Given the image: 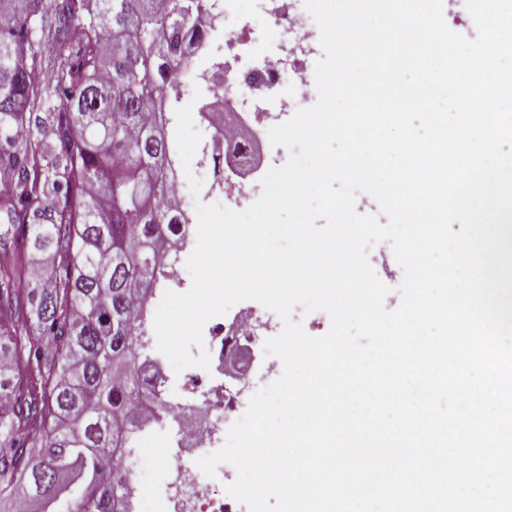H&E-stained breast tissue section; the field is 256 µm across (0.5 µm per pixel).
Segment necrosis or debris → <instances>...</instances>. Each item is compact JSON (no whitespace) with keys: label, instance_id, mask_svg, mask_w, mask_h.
Returning a JSON list of instances; mask_svg holds the SVG:
<instances>
[{"label":"necrosis or debris","instance_id":"necrosis-or-debris-1","mask_svg":"<svg viewBox=\"0 0 512 512\" xmlns=\"http://www.w3.org/2000/svg\"><path fill=\"white\" fill-rule=\"evenodd\" d=\"M209 5L213 21L224 25L213 56L224 63L227 96L219 118L195 123L202 135L199 149L207 156L196 175L204 181L224 170L228 149L240 135L258 140L260 131L279 125L284 114L316 96L311 58L320 38L304 0H209ZM262 327L271 336L280 331L254 308L228 320L210 319L202 346L190 349L195 356L208 354L206 371L177 373L156 349L146 351L138 371L140 448L124 457L133 476L123 497L133 512H235L217 478L205 476L196 461L224 439V422L237 412V393L224 379V352L242 343L254 345ZM169 440L178 447L176 469L184 486L168 488L162 498L155 489L167 469L148 459L145 449Z\"/></svg>","mask_w":512,"mask_h":512}]
</instances>
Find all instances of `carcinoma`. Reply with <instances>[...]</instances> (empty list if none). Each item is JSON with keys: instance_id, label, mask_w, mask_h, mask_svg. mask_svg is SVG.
I'll list each match as a JSON object with an SVG mask.
<instances>
[{"instance_id": "cac0c4a2", "label": "carcinoma", "mask_w": 512, "mask_h": 512, "mask_svg": "<svg viewBox=\"0 0 512 512\" xmlns=\"http://www.w3.org/2000/svg\"><path fill=\"white\" fill-rule=\"evenodd\" d=\"M207 10L0 0V499L26 481L35 512H110L122 486L100 474L139 426L138 306L173 281L189 224L162 107Z\"/></svg>"}]
</instances>
